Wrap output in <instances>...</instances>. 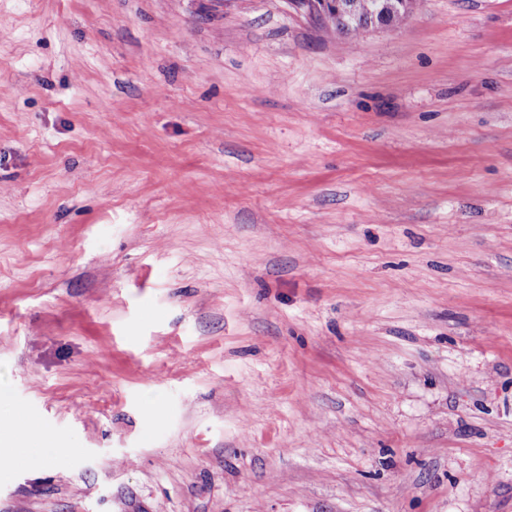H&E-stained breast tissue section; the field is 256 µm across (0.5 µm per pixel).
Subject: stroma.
<instances>
[{
    "label": "stroma",
    "instance_id": "1",
    "mask_svg": "<svg viewBox=\"0 0 512 512\" xmlns=\"http://www.w3.org/2000/svg\"><path fill=\"white\" fill-rule=\"evenodd\" d=\"M1 30L0 512H512V0ZM352 0H287L291 5L303 10L308 15L318 17L324 21L330 22L338 18H345L351 23L342 21L333 22L332 31L336 36H351L355 38H364L369 30L374 26L369 20L373 17L375 10V0H357L352 1L361 9V17L358 23L354 13Z\"/></svg>",
    "mask_w": 512,
    "mask_h": 512
}]
</instances>
